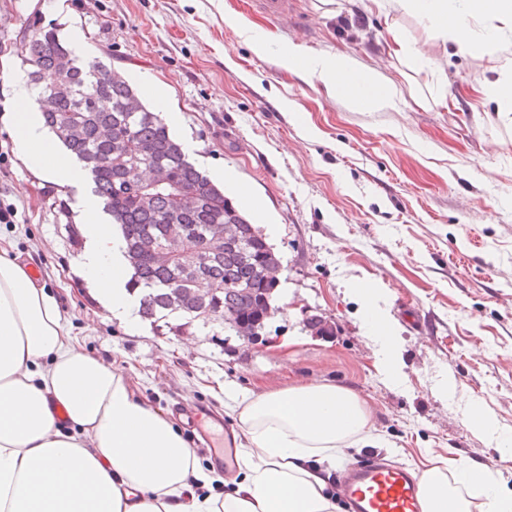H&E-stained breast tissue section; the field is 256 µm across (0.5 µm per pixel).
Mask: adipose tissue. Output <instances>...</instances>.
Wrapping results in <instances>:
<instances>
[{
  "label": "adipose tissue",
  "instance_id": "ef3b65f1",
  "mask_svg": "<svg viewBox=\"0 0 512 512\" xmlns=\"http://www.w3.org/2000/svg\"><path fill=\"white\" fill-rule=\"evenodd\" d=\"M442 41L476 53L512 31V0H396ZM282 64L318 76L329 93L359 111L396 106V92L374 70L342 53L307 56L285 49ZM31 88L18 82L11 137L16 153L58 185L86 182L83 164L62 153L29 111ZM83 246L79 269L112 320L138 330L140 296L125 241L96 196L76 204ZM380 373L402 378L396 338L382 315V297L359 291ZM246 440L236 490L196 494L212 474L200 466L172 415L131 393L124 373L87 353L65 331L56 299L24 264L0 249V512H335L319 474L363 441L370 410L354 391L328 382L254 396L224 388ZM473 486L479 512H512V491L468 465L446 475L424 469L425 512H470L449 481Z\"/></svg>",
  "mask_w": 512,
  "mask_h": 512
}]
</instances>
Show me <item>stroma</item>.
<instances>
[{"label":"stroma","instance_id":"1","mask_svg":"<svg viewBox=\"0 0 512 512\" xmlns=\"http://www.w3.org/2000/svg\"><path fill=\"white\" fill-rule=\"evenodd\" d=\"M74 25L89 35L88 54L135 88L165 84L154 109L180 113L174 136L192 139L191 162L249 190L260 203L243 210L251 223L273 218L283 275L258 338L200 320L182 334L176 313L169 327L147 319L128 332L80 275L64 213L93 182L62 187L31 170L6 129L29 39ZM394 25L420 62L392 53ZM254 35L265 40L258 53ZM290 43L373 67L394 83L396 108L354 110L319 78L281 66ZM510 59L512 42L483 55L442 44L391 0H294L285 21L251 0H0V206L16 213L0 223V245L30 260L70 334L123 369L148 406L191 402L231 423L214 395L223 384L259 395L335 383L370 409L369 443L351 461L379 457L416 473L432 460L465 462L512 488V461L466 417L478 403L512 432V113L485 92ZM359 285L383 294L401 384L377 371ZM314 319L332 333L315 334ZM445 378L454 396L440 392Z\"/></svg>","mask_w":512,"mask_h":512}]
</instances>
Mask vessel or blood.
Instances as JSON below:
<instances>
[{
	"mask_svg": "<svg viewBox=\"0 0 512 512\" xmlns=\"http://www.w3.org/2000/svg\"><path fill=\"white\" fill-rule=\"evenodd\" d=\"M224 441L213 457L225 468L236 464L239 431L224 425ZM348 512H424L419 479L404 467L383 461L359 462L341 473Z\"/></svg>",
	"mask_w": 512,
	"mask_h": 512,
	"instance_id": "1",
	"label": "vessel or blood"
}]
</instances>
